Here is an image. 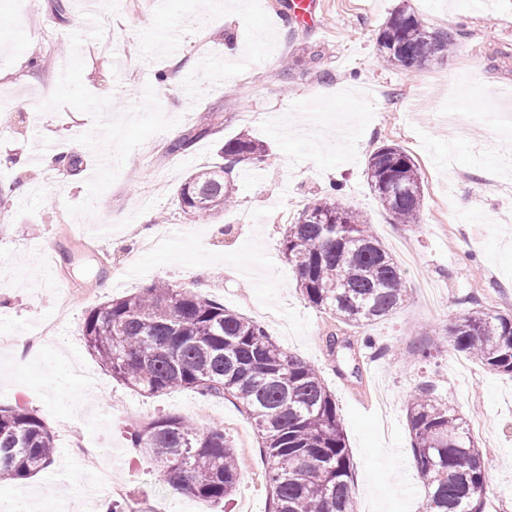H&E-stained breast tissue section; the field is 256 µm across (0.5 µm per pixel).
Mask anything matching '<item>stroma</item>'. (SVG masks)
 Instances as JSON below:
<instances>
[{
	"label": "stroma",
	"instance_id": "stroma-1",
	"mask_svg": "<svg viewBox=\"0 0 512 512\" xmlns=\"http://www.w3.org/2000/svg\"><path fill=\"white\" fill-rule=\"evenodd\" d=\"M30 2L26 13L0 0V153L29 158L25 168L0 163V184L18 186L0 199V407L36 414L56 448L44 472L0 483V512H72L107 472L123 485L124 512H270L259 445L239 458L238 488L224 503L175 490L132 447L131 432L164 415L201 430L227 420L235 444L255 430L223 398L141 396L88 352L87 314L156 281L224 303L319 368L336 398L356 512L425 504L406 411L424 385L482 424L485 512H512V377L454 351L447 334L470 303L512 308V223L497 221L512 213V135L472 120L467 139L448 142L449 112L497 113L512 99V0H322L317 28L280 23L281 0H100L92 22L81 0ZM403 5L429 27L459 30L457 52L411 71L383 65L376 38ZM210 121L219 134L197 138ZM244 129L266 153L233 169L232 208L187 216L182 180L220 162L219 141ZM175 137L193 144L168 153ZM46 142L61 165L45 163ZM385 144L419 167L421 223H394L368 185L367 160ZM98 154L112 165L90 183L83 165ZM334 184L406 280L407 302L363 328L304 300L282 253L278 213L296 218ZM243 211L255 222L238 223ZM63 304L56 342L19 359L9 337L33 335ZM432 330L443 346L425 360ZM332 334L348 348L329 350ZM58 361L72 376L64 395L48 369ZM115 398L125 408L111 409ZM77 442L95 453L74 455Z\"/></svg>",
	"mask_w": 512,
	"mask_h": 512
}]
</instances>
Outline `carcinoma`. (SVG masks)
<instances>
[{"instance_id":"carcinoma-1","label":"carcinoma","mask_w":512,"mask_h":512,"mask_svg":"<svg viewBox=\"0 0 512 512\" xmlns=\"http://www.w3.org/2000/svg\"><path fill=\"white\" fill-rule=\"evenodd\" d=\"M458 31L431 29L399 8L376 38L380 61L405 70L458 45ZM194 138L169 145L186 151ZM264 145L241 131L224 141L227 165L193 171L178 199L193 218L213 217L231 205L224 176L240 161L260 157ZM367 179L380 205L401 224H419L425 207L416 161L386 144L367 162ZM283 254L302 296L339 322L364 328L406 301L403 271L362 215L329 192L305 206L283 237ZM82 334L100 364L142 396L173 389L229 397L262 439L271 512H355L350 457L335 396L318 368L281 348L255 321L224 304L166 283L91 310ZM452 347L483 368L512 376V314L474 307L448 327ZM407 421L416 467L424 481L426 512H484L488 474L469 422L421 387ZM132 445L156 460L168 483L193 496L224 501L239 469L224 430H199L180 416H163L134 431ZM54 436L32 412L0 408V482L21 481L54 462Z\"/></svg>"}]
</instances>
